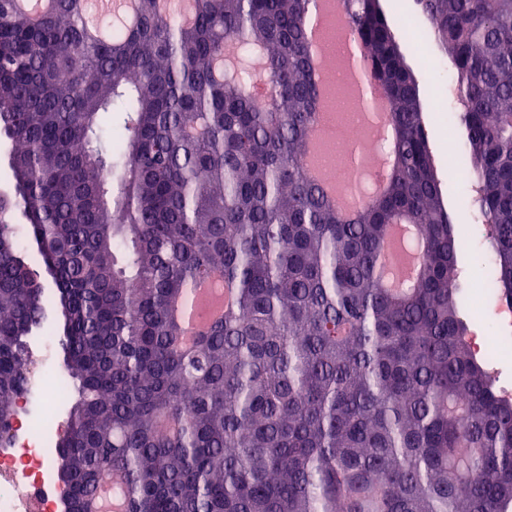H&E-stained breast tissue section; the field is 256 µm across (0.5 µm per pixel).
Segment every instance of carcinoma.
Masks as SVG:
<instances>
[{"instance_id":"obj_1","label":"carcinoma","mask_w":512,"mask_h":512,"mask_svg":"<svg viewBox=\"0 0 512 512\" xmlns=\"http://www.w3.org/2000/svg\"><path fill=\"white\" fill-rule=\"evenodd\" d=\"M417 2L512 306V0ZM339 3L396 159L348 214L305 164L311 0H193L190 22L138 0L132 28L101 15L106 39L87 0H0V215L44 263L0 223V447L53 309L77 393L53 443L63 512H92L108 478L125 512H512V394L461 316V229L402 33L379 0ZM393 224L421 256L405 288L383 283ZM216 276L222 316L189 344Z\"/></svg>"}]
</instances>
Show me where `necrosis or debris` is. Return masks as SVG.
Wrapping results in <instances>:
<instances>
[{
  "label": "necrosis or debris",
  "mask_w": 512,
  "mask_h": 512,
  "mask_svg": "<svg viewBox=\"0 0 512 512\" xmlns=\"http://www.w3.org/2000/svg\"><path fill=\"white\" fill-rule=\"evenodd\" d=\"M485 295L487 307L478 312L475 325L491 327L492 333L474 337L473 346L497 356L504 341L502 329L512 327V308L502 305L494 290H486ZM52 341L51 331L39 329L34 344L37 358L31 394L39 409L15 418L11 445L0 448V512H56L63 497L54 476L56 460L51 440L42 431L39 414L40 409L57 408L66 402L63 377L51 375L46 369Z\"/></svg>",
  "instance_id": "obj_1"
}]
</instances>
